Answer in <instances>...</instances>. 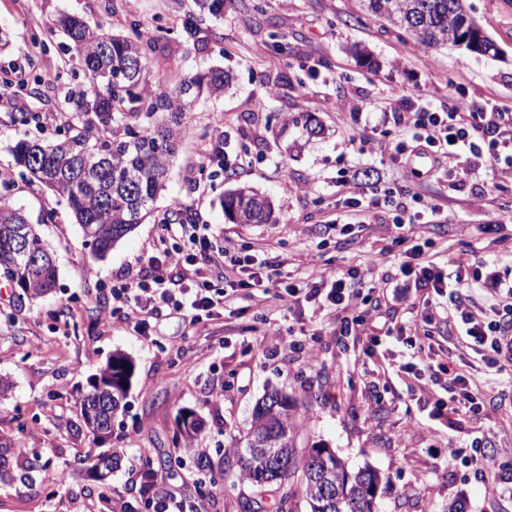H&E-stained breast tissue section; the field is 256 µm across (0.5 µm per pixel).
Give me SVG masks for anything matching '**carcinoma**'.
<instances>
[{
	"label": "carcinoma",
	"instance_id": "obj_1",
	"mask_svg": "<svg viewBox=\"0 0 512 512\" xmlns=\"http://www.w3.org/2000/svg\"><path fill=\"white\" fill-rule=\"evenodd\" d=\"M366 11L399 31L411 34L426 49L451 44L479 56H495L489 38L474 43L481 25L469 13L466 0H363ZM57 26L68 36L78 64L91 86L70 93L75 111L60 113L58 136H43L36 114L19 113L22 125L35 124L38 134L24 133L8 147L15 165L24 168L40 185L66 200L80 225L85 242L97 259L143 223L156 200L167 189V175L179 142L182 121L204 93L220 96L229 85L221 68L204 74H182L159 93L148 89L146 60L154 42L140 33L114 35L92 28L78 17L62 15ZM167 112L155 118L156 108ZM224 213L236 224L276 222L268 200L247 187L224 194ZM25 232L29 249L40 262L29 267L15 250V237ZM0 275L16 283L26 297L36 300L55 288L58 270L53 253L39 229L0 195ZM112 377V412L123 406L133 373L131 360L113 354L90 390L80 400L82 415L98 410L107 393L97 379ZM299 403L287 393L265 392L252 411L244 435L245 448L237 456L241 479L253 486L264 477L265 459L254 453L267 448L283 460L280 472L266 478L284 492L277 512H377L376 496L363 487L378 486L377 470L366 465L351 471L345 462L315 446L298 448ZM323 470L333 478L335 495L325 492L314 478ZM288 510H283V506Z\"/></svg>",
	"mask_w": 512,
	"mask_h": 512
}]
</instances>
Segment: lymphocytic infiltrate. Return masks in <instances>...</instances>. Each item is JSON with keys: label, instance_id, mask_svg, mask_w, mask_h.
<instances>
[{"label": "lymphocytic infiltrate", "instance_id": "lymphocytic-infiltrate-1", "mask_svg": "<svg viewBox=\"0 0 512 512\" xmlns=\"http://www.w3.org/2000/svg\"><path fill=\"white\" fill-rule=\"evenodd\" d=\"M408 107L393 113L392 119L401 132L400 140L392 147L390 158L400 167L411 165L421 149H429V176L448 175L449 179L468 176L461 164L463 155H470L475 165L488 166L499 178H512V114L500 111L496 103H486L480 110L472 108L461 98H453L448 108L436 111L424 105L419 95H408ZM336 192L348 206L341 221L350 214L373 208L387 210L388 218L398 229V243L406 247V259L399 266L400 273L412 282L415 290L426 292L436 302L432 316L412 317L410 335L431 336L435 318L447 320L449 329L461 335V347L481 354L488 366L498 367L502 362L512 363V286L498 285L493 275L483 274V261L475 255L462 253L453 260L454 274H447L441 263L427 254L419 239L422 226L419 216L437 212L438 207L420 194H411L409 201L379 199L355 186L349 179L336 180ZM187 247L198 250L199 259L183 256L182 252H165L168 265L182 269L188 286L180 294L167 288L163 274L157 273L151 283L136 282L118 288L113 294L116 303L127 309L126 319L139 335H146L151 320L166 305L176 309L191 308L213 314L226 307L224 291L212 288L209 274L212 270L224 272V281L230 288H258L263 294L279 300L283 296L304 295L317 306L329 305L344 313L342 329L351 332L362 325L366 313L361 309L355 291L361 280L359 268L351 267L330 275L319 273L316 280L305 284H282L276 280L273 261L265 257L258 265L243 263L235 255L232 240H225L219 251L209 250L206 240L193 224L177 227ZM485 281L484 306L473 304L467 293L469 281ZM423 371L446 375V395L432 404L433 415L446 413L480 417L486 411V398L477 379L456 361L442 362L434 351L422 356Z\"/></svg>", "mask_w": 512, "mask_h": 512}]
</instances>
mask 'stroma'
Listing matches in <instances>:
<instances>
[{
    "instance_id": "35a3bbf8",
    "label": "stroma",
    "mask_w": 512,
    "mask_h": 512,
    "mask_svg": "<svg viewBox=\"0 0 512 512\" xmlns=\"http://www.w3.org/2000/svg\"><path fill=\"white\" fill-rule=\"evenodd\" d=\"M253 0H226L222 17L199 19L194 0H0V30L10 37L0 49V168L12 176L0 195L40 224L58 268L56 290L34 301L0 278V376L11 391L0 401V443L9 448L12 476L0 480V512H149L142 492L149 460L178 497L199 500L203 512H237L239 496L259 499L270 512L274 495L224 471L245 432L255 402L278 388L300 399L298 445L330 448L349 468L371 465L382 475L380 512H446L460 502L465 512H512V386L506 375L485 371L479 355L463 358L493 398L479 418L431 416L434 385L398 371L414 352L408 336L383 338L378 354L393 362L381 370L363 348L367 334L340 331V313L329 308L262 296H238L224 315L192 320L162 307L150 335L134 332L113 288L152 268L158 242L181 248L162 219L174 203L187 206L206 227L210 245L232 239L243 255L270 250L292 280L312 278L305 254L320 251L327 272L376 260L377 273L397 274L403 251L383 210L367 212L363 229H336V178L347 176L378 195L405 190L441 204L425 226L429 253L469 250L488 272L512 282V238L474 236L487 215L471 208L482 192L512 203V183L480 171L463 181L416 178L395 165L389 149L399 130L390 114L405 92L417 91L434 109L449 87L469 102L492 100L512 113V0H468L472 15L498 47L477 57L461 47H421L408 33L365 15L360 0H261L265 15L252 20ZM82 17L124 35L131 22L158 39L148 78L162 84L177 74L223 68L231 85L219 97L201 98L183 121L167 189L156 213L96 260L65 201L12 167L8 144L23 131L14 114L41 117L54 136L56 113L66 111L71 90L88 86L71 62L66 37L54 29L60 14ZM197 18L195 38L184 24ZM285 35L290 56L276 52L272 33ZM370 53L366 67L360 52ZM56 74L49 86L35 78ZM321 127L310 134L308 124ZM368 135L370 151L353 137ZM222 142L225 172L212 158ZM248 187L273 203L275 223L235 224L221 208L224 193ZM52 213L41 224L43 213ZM111 313V325L101 321ZM289 332L288 343L260 351L267 323ZM134 364L123 412L112 434L95 440L80 414L88 382L114 353ZM198 414L204 429L188 436L183 411ZM458 449L448 458V443ZM120 453L106 481L91 478L78 459L101 447ZM205 452L213 471L198 470L194 451ZM40 468L25 469L29 458ZM218 479L212 497L197 499L193 480Z\"/></svg>"
}]
</instances>
